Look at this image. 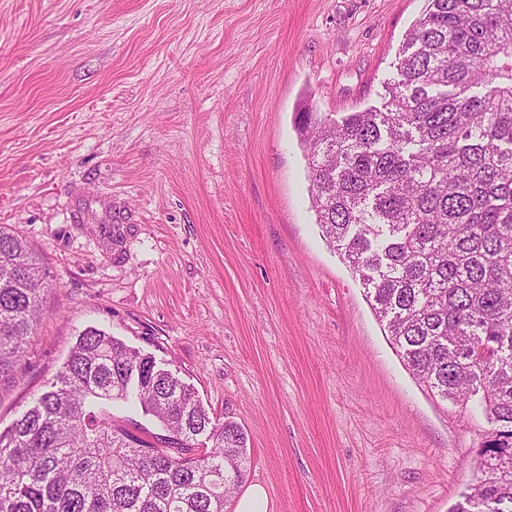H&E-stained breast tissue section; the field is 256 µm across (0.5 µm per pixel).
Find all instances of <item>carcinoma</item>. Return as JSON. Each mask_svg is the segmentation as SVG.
<instances>
[{"label": "carcinoma", "instance_id": "cac0c4a2", "mask_svg": "<svg viewBox=\"0 0 512 512\" xmlns=\"http://www.w3.org/2000/svg\"><path fill=\"white\" fill-rule=\"evenodd\" d=\"M381 107L297 113L316 223L408 370L494 428L453 512H512V0H427ZM48 270L0 226V375L37 329ZM123 403L160 432L145 440ZM247 435L98 328L0 431V512H224ZM209 450L199 454L201 445Z\"/></svg>", "mask_w": 512, "mask_h": 512}]
</instances>
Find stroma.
Segmentation results:
<instances>
[{
    "mask_svg": "<svg viewBox=\"0 0 512 512\" xmlns=\"http://www.w3.org/2000/svg\"><path fill=\"white\" fill-rule=\"evenodd\" d=\"M426 0H0V224L53 286L0 431L106 330L247 434L268 512H450L490 430L396 352L298 112L381 103Z\"/></svg>",
    "mask_w": 512,
    "mask_h": 512,
    "instance_id": "obj_1",
    "label": "stroma"
}]
</instances>
